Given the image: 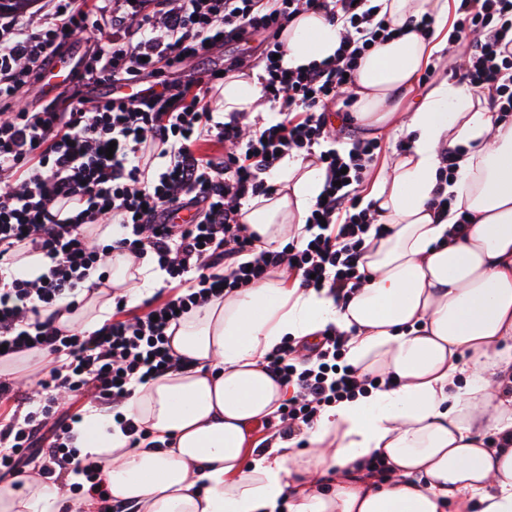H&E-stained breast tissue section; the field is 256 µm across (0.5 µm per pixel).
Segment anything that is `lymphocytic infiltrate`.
Masks as SVG:
<instances>
[{
  "mask_svg": "<svg viewBox=\"0 0 512 512\" xmlns=\"http://www.w3.org/2000/svg\"><path fill=\"white\" fill-rule=\"evenodd\" d=\"M43 19L0 23V358L40 350L66 355L40 382L48 392L94 389L106 403L127 399L136 385L182 368L167 331L213 298L261 283L287 266L301 287L350 293L368 232L383 225L358 207L359 192L377 158L373 138H354L347 153L315 152L327 134L332 106L349 105L358 61L394 36L389 19L368 0H150L154 13L129 39L106 41L98 4L51 0ZM460 84L487 96L491 109L512 116V0H458ZM342 21L345 34L333 58L305 69L286 68L283 34L303 12ZM93 34L96 50L84 63L87 83L134 86L153 78L147 97L135 101L73 95L41 108L17 105L20 91L38 80L54 54L76 36ZM261 33L266 37L258 75L277 122L244 130L245 115L215 111L209 85L235 76L211 70L196 84L160 79L162 68L204 60L220 45ZM223 145L220 154L201 143ZM316 153L325 172L320 201L307 218L314 232L304 248L258 249L243 220L241 202L268 197L267 177L280 156ZM161 167H154V160ZM195 212L193 222L170 223L172 213ZM115 224L120 238L94 245L90 231ZM39 254L43 271L11 275L20 254ZM153 255L166 277L162 292L127 308L117 299L111 320L91 334L56 326L60 301L77 309L78 287L108 256ZM347 341L340 332L299 354L293 344L269 353L266 370L294 387L278 415L283 435L313 426L321 412L364 393L368 379L336 360ZM72 413L47 402L41 415L0 425V476L21 474L30 460L50 478L69 468Z\"/></svg>",
  "mask_w": 512,
  "mask_h": 512,
  "instance_id": "lymphocytic-infiltrate-1",
  "label": "lymphocytic infiltrate"
}]
</instances>
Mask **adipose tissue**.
I'll return each mask as SVG.
<instances>
[{"label": "adipose tissue", "instance_id": "obj_1", "mask_svg": "<svg viewBox=\"0 0 512 512\" xmlns=\"http://www.w3.org/2000/svg\"><path fill=\"white\" fill-rule=\"evenodd\" d=\"M404 33L360 63L357 118L405 134L410 149L374 175L364 205L388 231L366 239L364 279L346 299L303 288L278 269L262 284L212 299L171 326L185 368L138 385L119 411L92 409L74 424L84 467L129 512H512V122L448 77L398 111L423 65L448 48V0H378ZM431 13V39L408 30ZM342 25L301 14L283 35V63L295 69L332 56ZM257 79L224 83L219 111L260 112ZM465 151L447 187L470 224L449 236L452 218L430 206L443 149ZM276 191L243 203L263 248L309 239L306 219L325 174L312 159L286 156ZM165 274L119 257L105 280L90 276L81 313L62 326L92 333L112 312V291L139 302ZM348 333L347 364L388 387L324 410L306 448L277 440L249 448L246 431L273 414L286 389L264 358L286 338L305 341L327 327ZM148 433L129 448L125 422ZM385 458L382 487L356 480L358 466ZM335 475L332 492L321 480ZM62 494L40 476L0 484V512H59Z\"/></svg>", "mask_w": 512, "mask_h": 512}]
</instances>
